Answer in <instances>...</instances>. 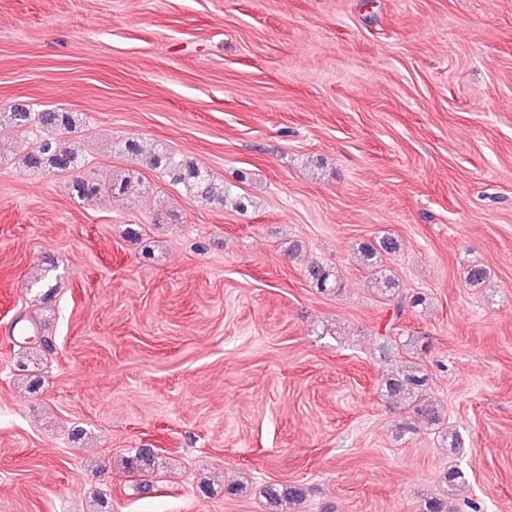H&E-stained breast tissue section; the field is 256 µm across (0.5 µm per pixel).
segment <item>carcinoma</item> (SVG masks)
Wrapping results in <instances>:
<instances>
[{"instance_id":"obj_1","label":"carcinoma","mask_w":512,"mask_h":512,"mask_svg":"<svg viewBox=\"0 0 512 512\" xmlns=\"http://www.w3.org/2000/svg\"><path fill=\"white\" fill-rule=\"evenodd\" d=\"M38 123L52 135L36 141L24 155L23 165L30 171L61 175L78 170L82 160L78 154L64 146L59 136L76 128L79 119L72 112L46 111L37 113ZM10 120L18 127H25L31 121V113L26 108L13 107L0 113V120ZM150 168L163 173L174 185H179L190 195L221 206L230 203L236 209L245 208L244 199L233 194L224 184L216 182L210 173L193 161L179 157L173 152L160 150L146 158ZM139 178L130 173L101 184L84 178L71 181L72 194L83 201H98L109 196H126ZM399 250V242L391 236H383L359 245L357 261L371 272L372 284L388 301L393 303V314L400 318L406 309L416 308L425 303L422 294L410 297L400 293L399 284L383 269L384 259ZM308 280L319 289H326L336 279V274L326 266L313 262L305 268ZM464 280L471 287H480L488 279V271L481 264H470L463 270ZM429 376L427 369L416 360L401 362L397 368L386 373L380 385L382 396L388 403L400 407L408 413L407 420L399 424L397 434L404 437L413 433L415 425L424 423L428 428L441 434L450 448L461 447L458 432L444 427L441 405L428 393ZM154 454L138 448L134 454L124 459V468L129 474L141 475L154 467ZM446 494L431 497L424 502L422 512H451L452 496L466 483V476L459 468H448L440 474ZM264 497L268 512H288L305 500V490L299 484L272 483L266 486Z\"/></svg>"}]
</instances>
